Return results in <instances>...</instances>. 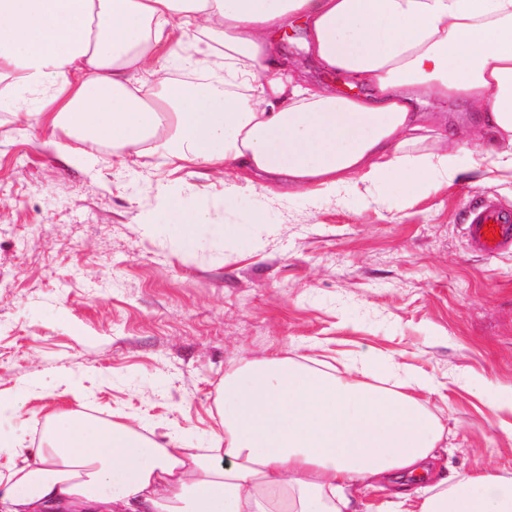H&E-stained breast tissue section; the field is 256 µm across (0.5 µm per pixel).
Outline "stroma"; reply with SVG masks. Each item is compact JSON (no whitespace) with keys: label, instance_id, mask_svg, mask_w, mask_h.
<instances>
[{"label":"stroma","instance_id":"1","mask_svg":"<svg viewBox=\"0 0 512 512\" xmlns=\"http://www.w3.org/2000/svg\"><path fill=\"white\" fill-rule=\"evenodd\" d=\"M278 48L307 77L363 93L314 60L301 28ZM0 99V444L39 447L46 417L75 409L204 453L224 428L225 376L288 358L322 371L368 363L425 378L446 474L512 476V254L471 250L466 211L512 207V179L441 182L395 204L279 201L224 173L62 139ZM166 189L186 210L224 205L202 246L178 250ZM263 211L260 232L248 230Z\"/></svg>","mask_w":512,"mask_h":512}]
</instances>
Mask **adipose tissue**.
I'll use <instances>...</instances> for the list:
<instances>
[{"mask_svg": "<svg viewBox=\"0 0 512 512\" xmlns=\"http://www.w3.org/2000/svg\"><path fill=\"white\" fill-rule=\"evenodd\" d=\"M306 47L364 84L307 83L274 50ZM190 37L172 44L173 31ZM197 80H133L159 50ZM0 83L35 99L45 144L157 155L174 170L231 166L246 187L319 201L368 190L362 205L405 209L462 172L512 174V0H0ZM472 109L491 163L461 162L456 132L418 111L422 94ZM192 253L220 209L174 208ZM224 456L159 442L72 411L48 417L31 460L0 470V512H353L357 486L394 480L405 512H512V477H439L441 432L416 392L375 387L273 358L224 380Z\"/></svg>", "mask_w": 512, "mask_h": 512, "instance_id": "1", "label": "adipose tissue"}]
</instances>
